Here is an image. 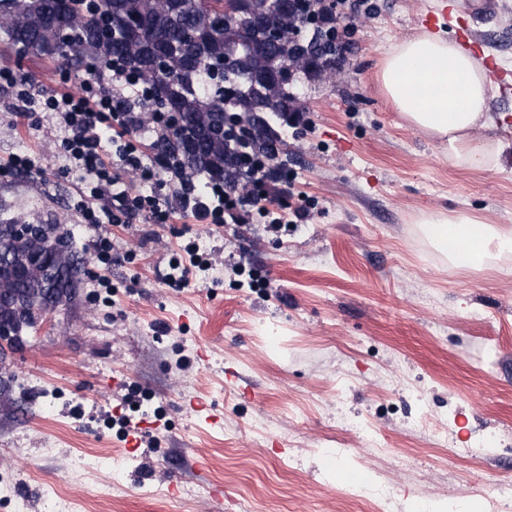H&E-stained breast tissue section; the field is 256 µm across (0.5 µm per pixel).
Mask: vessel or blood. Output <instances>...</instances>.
Instances as JSON below:
<instances>
[{"label":"vessel or blood","mask_w":512,"mask_h":512,"mask_svg":"<svg viewBox=\"0 0 512 512\" xmlns=\"http://www.w3.org/2000/svg\"><path fill=\"white\" fill-rule=\"evenodd\" d=\"M500 9V0H452L446 10L432 15L430 23L434 26L445 23L453 28L460 41L480 55L490 78L506 89L512 87V71L504 69L493 57L484 55L483 43L472 28L476 18L495 16Z\"/></svg>","instance_id":"1"}]
</instances>
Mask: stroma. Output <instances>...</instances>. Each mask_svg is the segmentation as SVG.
<instances>
[{
	"instance_id": "35a3bbf8",
	"label": "stroma",
	"mask_w": 512,
	"mask_h": 512,
	"mask_svg": "<svg viewBox=\"0 0 512 512\" xmlns=\"http://www.w3.org/2000/svg\"><path fill=\"white\" fill-rule=\"evenodd\" d=\"M446 2L375 0L331 75L298 83L310 125L285 134L276 197L314 210L277 234L258 216L84 224L86 184L59 172L56 117L28 126L0 93V161L41 168L0 180V219L58 225L80 258L71 300L0 347L13 400L0 408V512H47L52 495L73 512H216V484L229 512H379L382 482L389 512H493L512 483V254L452 266L419 223L464 211L512 225V95L490 83L505 148L467 171L380 83L388 47ZM504 3L474 28L512 71ZM1 67L36 93L87 77L61 83L57 63L0 47ZM100 235L133 262L97 263ZM191 242L216 261L169 287L168 262ZM129 385L148 395L132 413L118 403ZM329 455L360 480L336 483Z\"/></svg>"
}]
</instances>
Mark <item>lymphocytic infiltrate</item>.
I'll use <instances>...</instances> for the list:
<instances>
[{
  "label": "lymphocytic infiltrate",
  "mask_w": 512,
  "mask_h": 512,
  "mask_svg": "<svg viewBox=\"0 0 512 512\" xmlns=\"http://www.w3.org/2000/svg\"><path fill=\"white\" fill-rule=\"evenodd\" d=\"M317 15L316 27L321 33H335L337 49H345L354 32L359 15L371 12L370 0H313ZM28 75L11 69H0V92L15 101L23 117L42 111L56 116L64 135L60 148L62 156L75 165L89 187L88 194L78 207L85 223L96 225L100 221L111 224H130L138 217H147L151 223H170L175 213L181 212L214 224L233 220L237 224L250 223L253 213L266 218L272 231H279L288 223L302 224L311 216L306 206L292 208L282 214L266 205L268 190L265 175L272 167L268 159L258 160L252 174V191L241 196L228 188H215L210 193L176 196L173 204L166 205L153 195L131 194L118 190L117 171L121 168L138 170L142 179L156 176L153 167L143 165L140 142L131 130L139 118L136 109L148 102L146 86L131 78L122 64L109 68L108 81L85 79L77 93L68 91L44 92L32 95ZM112 132L116 145L115 161L103 156L102 135Z\"/></svg>",
  "instance_id": "1"
}]
</instances>
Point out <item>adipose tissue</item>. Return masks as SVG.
I'll return each mask as SVG.
<instances>
[{
	"label": "adipose tissue",
	"instance_id": "obj_1",
	"mask_svg": "<svg viewBox=\"0 0 512 512\" xmlns=\"http://www.w3.org/2000/svg\"><path fill=\"white\" fill-rule=\"evenodd\" d=\"M380 80L409 124L447 144L455 167L483 171L497 163L503 145L492 134L483 68L469 51L424 33L386 51ZM424 233L447 247L450 261L458 264L512 252L511 225L485 224L466 214L430 217Z\"/></svg>",
	"mask_w": 512,
	"mask_h": 512
}]
</instances>
